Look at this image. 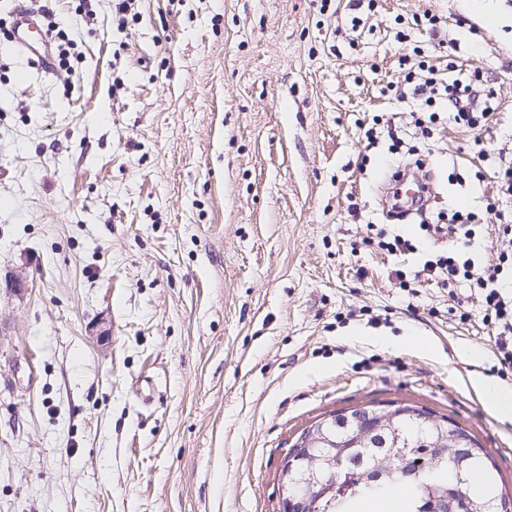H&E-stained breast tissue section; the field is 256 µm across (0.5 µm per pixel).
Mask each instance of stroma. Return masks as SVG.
I'll list each match as a JSON object with an SVG mask.
<instances>
[{"label":"stroma","instance_id":"obj_1","mask_svg":"<svg viewBox=\"0 0 512 512\" xmlns=\"http://www.w3.org/2000/svg\"><path fill=\"white\" fill-rule=\"evenodd\" d=\"M495 2L134 0L121 29L113 0H57L76 59L52 74L0 37V512H282L304 430L397 400L468 430L512 493V420L467 384L512 387L480 294L414 278L458 248L495 257L512 0ZM410 49L494 88L479 133L442 112L422 135L397 97ZM414 152L435 191L399 221L379 174ZM441 210L476 214L469 247Z\"/></svg>","mask_w":512,"mask_h":512}]
</instances>
